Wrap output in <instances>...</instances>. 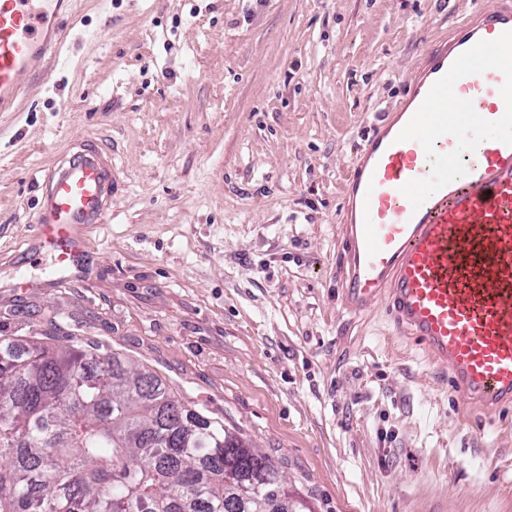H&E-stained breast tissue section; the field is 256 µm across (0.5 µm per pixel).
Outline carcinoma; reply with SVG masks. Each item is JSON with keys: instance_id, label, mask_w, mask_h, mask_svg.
<instances>
[{"instance_id": "cac0c4a2", "label": "carcinoma", "mask_w": 512, "mask_h": 512, "mask_svg": "<svg viewBox=\"0 0 512 512\" xmlns=\"http://www.w3.org/2000/svg\"><path fill=\"white\" fill-rule=\"evenodd\" d=\"M0 512H311L271 457L96 345L0 336Z\"/></svg>"}]
</instances>
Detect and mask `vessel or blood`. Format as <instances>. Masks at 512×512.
Returning <instances> with one entry per match:
<instances>
[{
    "instance_id": "obj_1",
    "label": "vessel or blood",
    "mask_w": 512,
    "mask_h": 512,
    "mask_svg": "<svg viewBox=\"0 0 512 512\" xmlns=\"http://www.w3.org/2000/svg\"><path fill=\"white\" fill-rule=\"evenodd\" d=\"M70 0H0V112L17 111L68 33ZM97 147L60 158L34 214L33 261L74 268L112 209ZM345 305L385 304L463 403L512 405V0L475 9L424 54L343 180Z\"/></svg>"
}]
</instances>
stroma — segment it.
I'll return each instance as SVG.
<instances>
[{"mask_svg": "<svg viewBox=\"0 0 512 512\" xmlns=\"http://www.w3.org/2000/svg\"><path fill=\"white\" fill-rule=\"evenodd\" d=\"M478 0H76L0 112V335L119 352L236 426L313 512H512V409L465 407L382 309L342 302V179ZM122 184L87 282L14 273L43 170Z\"/></svg>", "mask_w": 512, "mask_h": 512, "instance_id": "1", "label": "stroma"}]
</instances>
